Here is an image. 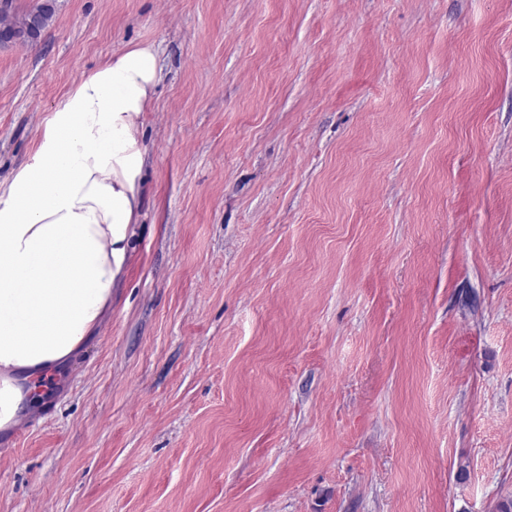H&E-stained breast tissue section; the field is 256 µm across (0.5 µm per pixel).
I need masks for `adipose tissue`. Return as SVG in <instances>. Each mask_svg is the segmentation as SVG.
<instances>
[{"mask_svg": "<svg viewBox=\"0 0 512 512\" xmlns=\"http://www.w3.org/2000/svg\"><path fill=\"white\" fill-rule=\"evenodd\" d=\"M153 45L112 56L53 106L29 161L0 183V430L40 401L112 303L138 222L136 120L160 80Z\"/></svg>", "mask_w": 512, "mask_h": 512, "instance_id": "ef3b65f1", "label": "adipose tissue"}]
</instances>
